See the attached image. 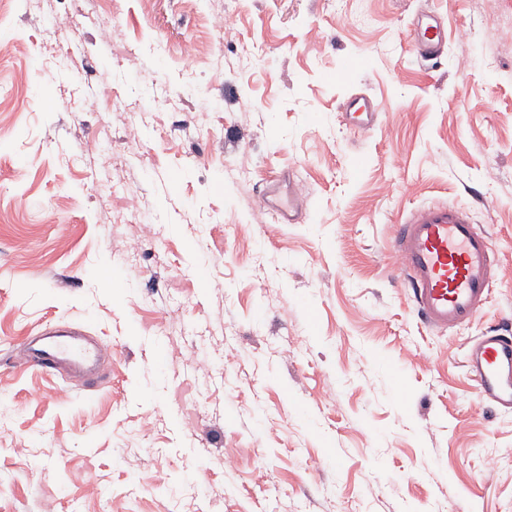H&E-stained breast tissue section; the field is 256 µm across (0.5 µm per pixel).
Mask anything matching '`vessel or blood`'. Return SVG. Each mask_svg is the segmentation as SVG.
Here are the masks:
<instances>
[{"mask_svg":"<svg viewBox=\"0 0 512 512\" xmlns=\"http://www.w3.org/2000/svg\"><path fill=\"white\" fill-rule=\"evenodd\" d=\"M419 57L430 60L444 46L443 28L437 17L423 16L409 32ZM380 116L375 99L351 93L342 106L344 121L360 130L374 127ZM261 197L278 223L290 224L302 207L295 183L270 185ZM400 280L410 291L416 309L430 328L447 330L476 319L488 302L497 257L490 237L470 212L459 206L430 204L412 210L398 226L392 241ZM81 329L67 339L45 333L30 339L16 358L18 367L77 373L85 364L111 356L101 342H81ZM465 367L480 397L504 413H512V336L495 330L484 332L470 344Z\"/></svg>","mask_w":512,"mask_h":512,"instance_id":"vessel-or-blood-1","label":"vessel or blood"}]
</instances>
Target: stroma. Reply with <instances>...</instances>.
I'll list each match as a JSON object with an SVG mask.
<instances>
[{
  "label": "stroma",
  "instance_id": "stroma-1",
  "mask_svg": "<svg viewBox=\"0 0 512 512\" xmlns=\"http://www.w3.org/2000/svg\"><path fill=\"white\" fill-rule=\"evenodd\" d=\"M430 9L448 42L429 69L406 30ZM0 31V512H512V414L464 367L512 324V0H0ZM89 91L162 110L132 144L121 118L82 111ZM354 91L381 105L369 131L339 117ZM281 178L310 220L260 209ZM130 191L152 219L136 265ZM433 202L470 210L499 262L482 314L447 331L390 248ZM64 322L112 348L96 387L13 362Z\"/></svg>",
  "mask_w": 512,
  "mask_h": 512
}]
</instances>
